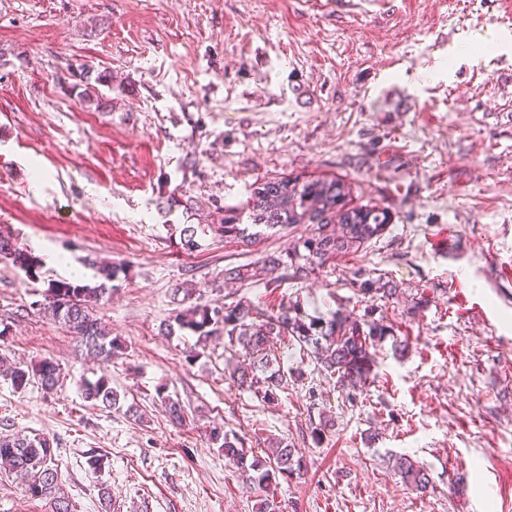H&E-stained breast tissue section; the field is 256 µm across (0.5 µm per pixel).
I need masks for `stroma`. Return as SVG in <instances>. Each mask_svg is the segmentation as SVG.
Here are the masks:
<instances>
[{"mask_svg":"<svg viewBox=\"0 0 512 512\" xmlns=\"http://www.w3.org/2000/svg\"><path fill=\"white\" fill-rule=\"evenodd\" d=\"M0 52V234L66 260L37 280L0 261V357L63 372L50 393L0 374V431L57 441L75 512H255L215 427L257 453L273 435L295 444L308 472L279 485L285 512H512V0H354L337 12L313 0H0ZM79 66L111 74L107 108L70 91ZM297 175L346 180L353 204L389 208L391 224L281 288L225 281L314 233L297 224L246 245L214 232L219 207ZM176 189L190 207L170 206ZM91 258L118 270L92 310L123 344L106 364L38 306L73 269L96 283ZM359 267L395 295L359 292ZM191 287L211 306L296 300L392 334L357 402L294 351L301 379L268 401L230 383L223 337L191 362L193 336L161 335L182 308L176 289ZM105 370L144 421L83 400V381ZM91 450L109 457L101 473ZM400 455L432 489L401 481ZM0 512L52 503L0 471Z\"/></svg>","mask_w":512,"mask_h":512,"instance_id":"stroma-1","label":"stroma"}]
</instances>
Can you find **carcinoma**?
<instances>
[{
    "label": "carcinoma",
    "mask_w": 512,
    "mask_h": 512,
    "mask_svg": "<svg viewBox=\"0 0 512 512\" xmlns=\"http://www.w3.org/2000/svg\"><path fill=\"white\" fill-rule=\"evenodd\" d=\"M108 82L107 74L92 75L83 68L79 82L71 89L79 98L96 108L107 107L98 86ZM352 187L336 177H280L256 184L242 206L227 207L216 232L224 238L253 243L255 234L248 233L246 224L269 230H285L293 224H315L317 232L299 242L303 251H294L283 259L268 256L259 267L242 265L225 269V274L245 282H263L266 288H279L291 278L323 266L338 254L356 251L380 235L392 220L386 208L351 206ZM339 223L342 235L325 232L330 224ZM7 260L30 279L40 278L42 260L34 252L20 247L10 236L0 235V260ZM97 273L102 282L91 286L65 280H50L45 291L48 307L55 320L64 323L81 337L90 354L107 362L123 348L121 341L109 333L93 317L92 306L109 291L107 282L117 271L100 266ZM188 331L196 336L188 358L195 360L200 350L215 336L224 335L230 347H241L249 358L246 367L233 370L231 381L247 388L266 400L277 398V391L288 384V374L272 359L277 346H297L312 356L322 369L338 375L342 386L365 382L375 366L376 342L389 335L380 321L351 319L333 315L329 319L311 318L295 303L282 304L268 310L253 303H237L227 307H211L195 303L178 311L166 331ZM59 364L48 359L19 363L8 367L6 376L16 390L39 382L45 390H53L60 382ZM157 397L167 407L168 417L178 425L185 420V409L177 400L165 396L164 388H156ZM84 401L105 409L121 408L120 394L112 388L108 371L95 380L82 384ZM211 439L219 444L224 458L241 470L247 482L268 494L292 478H301L305 470L303 457L285 438L268 442L260 457L247 447L246 438L212 429ZM54 441L34 434L0 433V470L20 476L25 492L32 499L52 498L53 512H74L71 501L57 495V469L53 468ZM394 470L408 486L427 491L430 478L419 462L409 457L396 459Z\"/></svg>",
    "instance_id": "cac0c4a2"
}]
</instances>
